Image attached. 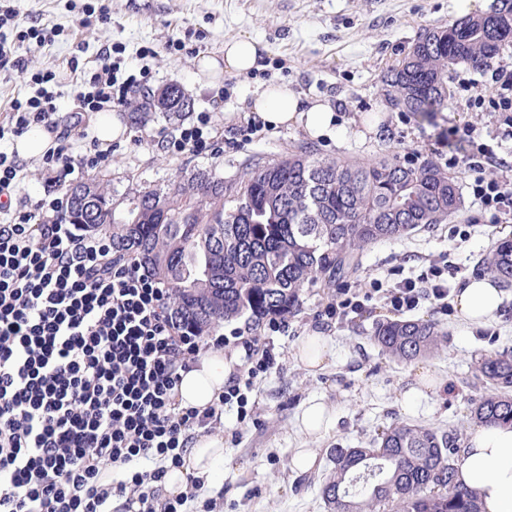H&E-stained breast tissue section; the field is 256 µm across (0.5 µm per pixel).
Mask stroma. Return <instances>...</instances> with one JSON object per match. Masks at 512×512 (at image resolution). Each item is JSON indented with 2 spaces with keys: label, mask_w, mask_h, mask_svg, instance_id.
Returning <instances> with one entry per match:
<instances>
[{
  "label": "stroma",
  "mask_w": 512,
  "mask_h": 512,
  "mask_svg": "<svg viewBox=\"0 0 512 512\" xmlns=\"http://www.w3.org/2000/svg\"><path fill=\"white\" fill-rule=\"evenodd\" d=\"M5 5L21 23L47 26L49 34L36 51L25 43H11L12 62L0 67V114L25 93L23 71L51 69L57 75L56 117L72 125L79 102L66 63L76 56L86 67H96L107 47L121 73L149 67L153 88L176 84L193 99V111L171 120L156 112L117 111L127 132L112 142V162L105 172L120 191L136 179L160 181L211 165L230 179L251 157L278 160L309 142L324 158L415 154L435 161L447 152L467 150L466 143L450 137V129L489 121L487 115L467 110L462 101L458 80L480 77L466 66L449 71L448 108L428 120L391 106L381 82L421 30L455 21L452 0H6ZM90 6L106 7L107 22L80 25L83 10ZM174 36L185 42L186 51L166 50ZM239 36L267 46L263 69L199 82V57L220 55L225 40ZM146 47L154 48L155 56L142 57ZM270 82L287 84L305 99L328 101L344 123L345 137L314 142L296 126L265 127L243 137L253 116V95ZM219 91L224 94L220 101L214 98ZM201 112L210 113L213 124L223 129V155L168 153L158 131L193 124ZM365 121L373 126L366 134L360 131ZM479 215L469 193H462L449 224L375 244L364 254L359 271L338 280V287L365 288L396 273L414 276L424 258L445 255L460 268L448 281L450 290H457L481 272L495 241L512 237V223L490 224ZM452 224L467 228V237H450ZM333 299V294L318 290L306 293L301 311L288 320L287 335L276 337L283 351L281 364L255 387L254 421L238 423L235 411H225L219 429L224 437V486L218 490L205 483L200 500L191 505L193 512H201L209 498L216 501L213 512H327L318 486L306 483L292 467L297 449H314L313 472L320 477L330 470L336 449L368 447L396 422L451 425L465 436L473 431L469 410L487 394L485 386L472 383L475 366L483 355L512 348V287L503 291L496 320L473 332L464 331L454 316L436 313L430 304L414 311V318L433 320L448 334L447 344L431 358L397 363L370 342L375 321L389 316L382 308L325 328L332 354L326 367L312 374L298 364L296 349L315 331L318 311ZM426 370L441 378V386L415 403H403L402 393ZM312 399L322 401L333 416L331 428L317 440L299 429L303 406Z\"/></svg>",
  "instance_id": "35a3bbf8"
}]
</instances>
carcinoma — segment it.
Segmentation results:
<instances>
[{"mask_svg":"<svg viewBox=\"0 0 512 512\" xmlns=\"http://www.w3.org/2000/svg\"><path fill=\"white\" fill-rule=\"evenodd\" d=\"M512 40V0L478 17L425 30L382 83L392 106L425 119L445 109L448 69H475ZM146 112L181 115L194 101L177 85ZM68 217L112 237L170 293V313L199 336L245 319L300 310L309 288L356 272L372 245L443 224L460 205L455 177L432 160L329 159L308 147L287 158L248 159L231 180L214 168L120 193L94 174L67 189ZM484 273L512 284V238L494 243ZM370 341L398 361L432 355L448 334L432 320H382ZM474 379L491 392L470 412L477 425L512 426V350L485 355ZM457 430L396 422L370 448H338L323 478L329 512H483L477 492L456 480Z\"/></svg>","mask_w":512,"mask_h":512,"instance_id":"cac0c4a2","label":"carcinoma"}]
</instances>
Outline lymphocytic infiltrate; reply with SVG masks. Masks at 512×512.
<instances>
[{"mask_svg": "<svg viewBox=\"0 0 512 512\" xmlns=\"http://www.w3.org/2000/svg\"><path fill=\"white\" fill-rule=\"evenodd\" d=\"M82 112L129 108L136 90L148 87L149 68L118 79L111 49L93 71H81ZM488 88L468 98L471 111L487 114L497 129L484 137L477 125L463 127L466 158L449 154L444 164L463 168L470 196L489 223H512V164L500 155L512 141V60L485 66ZM56 74H31L36 89L15 99L0 118V141L29 127L54 129ZM175 154L217 155L224 141L208 113L166 142ZM112 153L96 140L75 145L59 135L44 154L40 172L64 186L72 177L108 166ZM24 169L16 153L0 150V512H112L113 497L137 512H187L200 482L172 498L157 484L180 467L198 431L224 423L236 405L239 420L252 417L256 382L277 363L273 342H258L249 329L215 338L182 330L170 318L169 293L139 264L112 259V239L86 234L71 224L63 194L11 206ZM445 259L428 261L420 274L364 290L339 289L321 311L343 324L372 300L406 314L429 302L451 315L448 278L458 274ZM241 358L218 403L205 410L179 406L181 374L209 346Z\"/></svg>", "mask_w": 512, "mask_h": 512, "instance_id": "obj_1", "label": "lymphocytic infiltrate"}]
</instances>
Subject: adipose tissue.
<instances>
[{"label": "adipose tissue", "instance_id": "1", "mask_svg": "<svg viewBox=\"0 0 512 512\" xmlns=\"http://www.w3.org/2000/svg\"><path fill=\"white\" fill-rule=\"evenodd\" d=\"M265 45L250 37L224 43L222 56L208 55L198 61L202 78L214 81L223 75H243L263 66ZM256 115L266 126L294 125L311 138H338L343 130L328 102L303 100L282 84H269L252 103ZM501 292L486 277L469 278L455 294V317L466 330L485 327L494 319ZM232 373L223 350L198 355L183 372L177 400L180 406L203 410L217 401ZM224 462V438L205 433L197 438L183 457L180 468L167 473L162 486L166 496L183 493L191 480L210 477ZM459 480L480 491L486 512H512V429L488 425L472 431L456 463Z\"/></svg>", "mask_w": 512, "mask_h": 512}]
</instances>
